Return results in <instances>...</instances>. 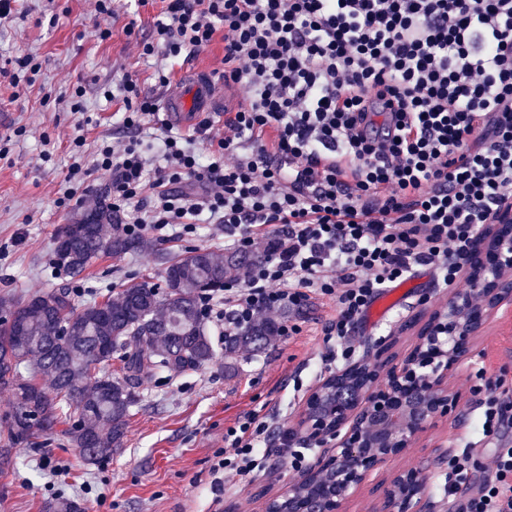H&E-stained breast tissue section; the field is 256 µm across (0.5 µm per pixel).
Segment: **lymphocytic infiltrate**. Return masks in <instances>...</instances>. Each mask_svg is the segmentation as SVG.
<instances>
[{
	"label": "lymphocytic infiltrate",
	"instance_id": "1",
	"mask_svg": "<svg viewBox=\"0 0 512 512\" xmlns=\"http://www.w3.org/2000/svg\"><path fill=\"white\" fill-rule=\"evenodd\" d=\"M224 40L220 80L247 104L189 135L156 123L161 99L125 76L98 84L119 102L128 134L78 160L56 200L69 209L93 173L112 174L110 206L124 232L159 240L219 225L238 253L268 247L242 277L205 299L232 331L260 316L333 301L325 363L350 358L356 325L376 296L414 267L455 284L483 225L512 209V0H165L140 55L169 63ZM503 379L487 381L482 438L512 421ZM272 417L256 410L224 434L212 467L248 478L265 465ZM470 453L448 457L450 512H512V448L490 475L458 491Z\"/></svg>",
	"mask_w": 512,
	"mask_h": 512
}]
</instances>
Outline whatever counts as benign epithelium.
<instances>
[{
	"label": "benign epithelium",
	"instance_id": "7a95c632",
	"mask_svg": "<svg viewBox=\"0 0 512 512\" xmlns=\"http://www.w3.org/2000/svg\"><path fill=\"white\" fill-rule=\"evenodd\" d=\"M462 274L477 288H455L430 309L411 352L390 364L389 346L323 378L305 400L288 440L336 447L302 472L288 494L267 499L263 512H344L366 475L413 447L463 403L450 378L505 304H512V211L475 237ZM426 479L402 470L390 479L379 512H419Z\"/></svg>",
	"mask_w": 512,
	"mask_h": 512
}]
</instances>
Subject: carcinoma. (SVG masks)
Masks as SVG:
<instances>
[{"mask_svg": "<svg viewBox=\"0 0 512 512\" xmlns=\"http://www.w3.org/2000/svg\"><path fill=\"white\" fill-rule=\"evenodd\" d=\"M91 217V234L79 233L83 218L61 226L54 237L56 243H69L65 250L54 247V257L74 278L102 256L142 248L140 239L112 223L108 205H100ZM262 257V249L244 256L190 251L166 267L163 286L133 283L82 309L67 287L0 297V308L9 314L0 321V390L16 399L0 417L6 431L0 461L9 463V448L17 444L57 434L90 464L110 458L123 440L143 377L157 371H201L219 347L233 354L272 343L278 323L261 319L224 335L218 347L200 309L204 293L218 291L240 266ZM117 351L125 372L121 381L106 372ZM44 377L51 382L49 390L40 383ZM60 425L64 429L59 431Z\"/></svg>", "mask_w": 512, "mask_h": 512, "instance_id": "cac0c4a2", "label": "carcinoma"}]
</instances>
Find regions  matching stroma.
Here are the masks:
<instances>
[{
	"label": "stroma",
	"mask_w": 512,
	"mask_h": 512,
	"mask_svg": "<svg viewBox=\"0 0 512 512\" xmlns=\"http://www.w3.org/2000/svg\"><path fill=\"white\" fill-rule=\"evenodd\" d=\"M16 8L14 18L0 27V56L36 54L42 72L18 97L0 79V111L9 116L8 123L0 125V138L14 139L8 159L0 161V296L42 294L65 286L74 289L73 302L81 308L127 284L161 283L175 256L196 249L223 253L222 231L201 223L180 238L160 242L150 237L145 250L102 257L80 277L55 273L57 229L97 208L112 183L111 174L95 173L81 203L68 211L55 207L72 162L68 144L77 122L64 95L74 85L86 86L93 122L85 154H93L101 139L121 136L119 103L100 99L94 83L130 73L145 91H154L155 67L139 57L125 26L137 19L141 34H148L162 4L155 0L143 8L137 0H126L105 41L97 36L93 0H18ZM48 88L55 90L56 100L45 101ZM18 129L23 132L19 138L14 135ZM46 148L52 153L48 162L41 156ZM410 279L414 286L401 303L374 323L358 324L353 333L355 359L387 342L400 357L411 349L430 304L444 299L446 292L427 268H415ZM333 310L329 301L312 300L296 318L298 335L276 338L258 351L218 357L202 371L159 372L144 380L122 443L104 462L87 464L59 435L11 448L10 464L0 466V512H46L59 498L93 512H262L267 498L300 479V471L283 457L281 442L321 380L326 353L321 328ZM500 375L512 386V307L498 314L479 339L469 369L454 378L466 395L459 411L405 455L370 475L347 502L346 512H376L392 474L409 468L434 484L425 512H448L439 484L448 472L449 453L460 439L476 433L482 408L473 388L481 379ZM263 407L275 411L264 469L250 480L234 478L223 490H214L211 467L215 451L224 445L225 429L239 415ZM48 451L68 465L66 478L53 484L38 465Z\"/></svg>",
	"instance_id": "35a3bbf8"
}]
</instances>
